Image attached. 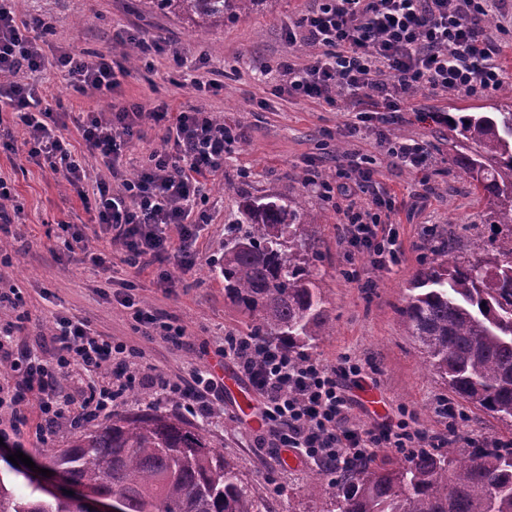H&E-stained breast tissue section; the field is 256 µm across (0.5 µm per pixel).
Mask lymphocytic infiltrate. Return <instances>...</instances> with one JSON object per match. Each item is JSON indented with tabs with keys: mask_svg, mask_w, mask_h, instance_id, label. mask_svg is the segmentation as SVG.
Masks as SVG:
<instances>
[{
	"mask_svg": "<svg viewBox=\"0 0 512 512\" xmlns=\"http://www.w3.org/2000/svg\"><path fill=\"white\" fill-rule=\"evenodd\" d=\"M505 9L506 0H314L289 23L285 38L292 47L318 48V55L302 65L288 54L272 66L260 63L258 70H278L284 78L279 93L287 99L345 105L360 113L402 111L421 86L438 95L490 93L501 88L503 74L501 40L489 32L488 20ZM114 40L120 46L136 43L145 62L166 58L199 94L217 88L214 81L190 74L170 40L130 31L116 33ZM42 43V31L17 16L13 0H0V71L11 76L0 83V106L27 131L29 159L63 174L81 198H94L91 221L121 246L123 263L138 274L155 270L163 284L172 285L174 270H190L199 259L198 226L206 218L200 208L203 183L223 173L238 135L211 113L175 111L166 102L150 109L115 103L106 115L81 112L74 122L87 150L114 166L112 180L91 179L83 157L61 135L56 114L44 105L49 85L30 76L54 68L78 92L111 94L120 86L117 75L124 66L98 52H63L51 62ZM147 116L166 122L165 145L151 152L134 176H124L120 157ZM359 185L371 204L345 211V236L350 247L369 252L384 267L398 259L396 241L382 217L371 171H360ZM88 240L84 227L66 224L52 251L59 261L79 259L109 270L111 255L89 247ZM119 303L131 310L138 332L148 340L215 356V363L192 368L186 377L151 380L157 396L177 400L188 414L205 420L223 415L220 371L225 360L236 363L258 397L261 430L253 438L255 447L276 455L289 451L343 472L369 460L379 446L409 457L435 445V437L404 419L367 430L352 424L344 382L357 379L361 368L350 359L328 366L232 332L215 346L197 344L185 327L131 294ZM5 306L14 314L0 327V440L6 451L21 450L29 406H36L40 433L49 441L110 415L139 386L138 352L124 340L97 334L87 320L59 314L36 351L22 338L30 316L16 290L0 291V308Z\"/></svg>",
	"mask_w": 512,
	"mask_h": 512,
	"instance_id": "lymphocytic-infiltrate-1",
	"label": "lymphocytic infiltrate"
}]
</instances>
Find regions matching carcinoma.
Returning <instances> with one entry per match:
<instances>
[{
	"instance_id": "cac0c4a2",
	"label": "carcinoma",
	"mask_w": 512,
	"mask_h": 512,
	"mask_svg": "<svg viewBox=\"0 0 512 512\" xmlns=\"http://www.w3.org/2000/svg\"><path fill=\"white\" fill-rule=\"evenodd\" d=\"M264 0H142L150 11L187 21L198 35L247 16ZM451 160L487 201L486 223L504 227L474 242L470 259L446 243L407 288L401 322L425 362L467 404L512 421V108L450 112ZM246 224L224 237L212 270L224 294L250 318L249 335L288 353L332 331L308 255L316 216L295 196L245 204ZM47 469L102 495L123 512H262L249 483L200 428L163 414L114 415L48 448ZM321 512H512V448L466 455L424 450L354 466ZM17 494L0 479V512H78L27 484Z\"/></svg>"
}]
</instances>
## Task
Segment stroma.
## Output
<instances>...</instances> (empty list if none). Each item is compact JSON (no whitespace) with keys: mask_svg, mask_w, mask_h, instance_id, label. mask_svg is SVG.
I'll return each instance as SVG.
<instances>
[{"mask_svg":"<svg viewBox=\"0 0 512 512\" xmlns=\"http://www.w3.org/2000/svg\"><path fill=\"white\" fill-rule=\"evenodd\" d=\"M312 5L313 0H268L264 9L225 23L200 39L176 18L144 12L141 0H15L18 15L51 20L53 33L45 47L50 57L64 51L111 52L112 35L120 29L169 38L189 61L200 63L201 75L218 82V91L200 96L191 85L175 86V72L160 58L153 70L127 69L120 78L122 100L149 108L163 101L177 109L198 108L242 132L240 144L224 160L223 175L207 183L202 208L208 222L200 231L199 259L181 274L173 291L160 288L153 271L134 274L122 263L120 246L99 239V247L112 254L115 279L133 281L137 300L177 317L198 341L215 343L228 332L247 333L248 318L225 296L223 282L210 273L222 255L224 227L242 220L248 200L290 193L302 196L307 210L317 216L318 247L312 263L333 323L332 335L308 353L331 366L346 357L361 366L362 386L352 392L353 424L369 429L407 410L413 412L417 428L446 437L449 447L461 452L467 451L469 436L512 443L511 425L462 402L424 366L399 315L409 281L434 259L440 238H448L468 254L472 251L468 226H475L486 240L495 233L485 223L486 201L451 165L448 128L435 120V113L485 103L506 108L512 106V99L497 92L450 98L421 87L404 111L370 112L361 118L344 107L284 100L277 91L281 74L274 70L259 75L254 64L259 59L273 63L287 53L284 24ZM78 19L83 20V28H75ZM49 81L47 104L60 113L64 137L84 153L91 177L111 178L101 157L87 153L72 121L78 112L108 111L110 98L79 93L58 74L50 75ZM25 138L24 129L13 124L10 114L0 115V179L10 186L14 204L22 210L19 223L0 236V243L12 254L11 265L0 267V289L20 290L31 315L29 347H38L39 335L56 314L63 313L87 319L102 335L125 339L139 350L142 368L173 377L187 374L199 362L195 353L143 339L127 310L100 297V279L91 265L55 260L49 247L62 225L88 223L90 214L61 174L28 159L22 147ZM406 139L427 146L430 160L424 169L397 166L388 155L387 141ZM8 142L14 144V151L5 150ZM353 158L372 170L382 197L395 204L392 229L401 247L396 264L377 267L368 252H351L342 237L347 206L365 200L356 186L358 174L349 168ZM312 166L336 181L333 200H324L305 184ZM440 399L455 409V417L436 414ZM200 427L236 463L268 512H284L290 505L296 512H313L316 503L306 498L305 489L321 475V468L300 460L287 465L268 450L254 448L252 437L260 426L241 418L232 398H225L221 418L201 422Z\"/></svg>","mask_w":512,"mask_h":512,"instance_id":"1","label":"stroma"}]
</instances>
